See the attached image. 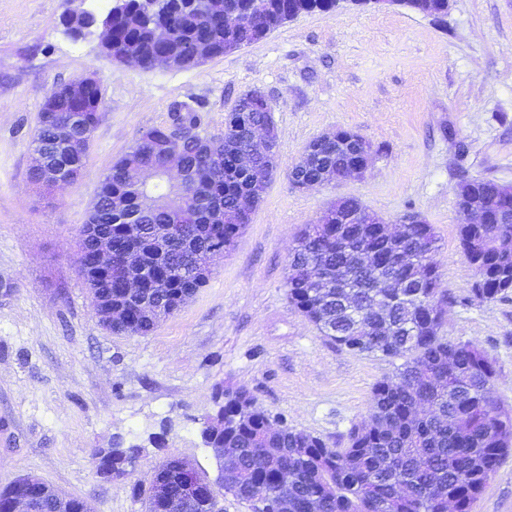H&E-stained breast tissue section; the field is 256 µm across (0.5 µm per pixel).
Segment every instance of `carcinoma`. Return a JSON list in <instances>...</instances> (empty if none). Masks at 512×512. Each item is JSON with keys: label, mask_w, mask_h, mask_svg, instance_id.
<instances>
[{"label": "carcinoma", "mask_w": 512, "mask_h": 512, "mask_svg": "<svg viewBox=\"0 0 512 512\" xmlns=\"http://www.w3.org/2000/svg\"><path fill=\"white\" fill-rule=\"evenodd\" d=\"M319 0H197L181 11L168 0H128L122 8H107L112 27V53L126 44L137 45L143 67L164 53L185 59L192 67V46L208 41L214 56L258 41L302 13ZM166 22L167 38L157 42L153 26ZM268 118L250 94L243 95L225 120L224 143L213 158L206 137L181 145V164L186 191L196 202V219L183 225L185 237L156 256L153 243L171 223L172 212L163 198L169 185L157 182L152 211L141 208L140 173L156 171L163 161L153 145L137 138L104 176L91 219L105 225L112 236L113 258L135 249L147 259V278L162 277L164 287L145 288L137 295L106 286L117 273H91V254L77 257L78 269L91 294L125 313L126 320L109 330L116 335L147 336L161 319L144 313L141 304L163 309L168 318L203 287L211 271L196 266L194 253L220 240L234 247L246 224L236 218L242 200L252 196V174L239 165L251 149V130ZM361 136L339 131L331 138H316L310 146L314 158L296 166L315 176L327 170L341 174L356 159L353 142ZM252 153V152H250ZM254 169L268 174L276 167L278 152L252 153ZM512 188L492 179H463L454 190L463 207L478 199L487 214L485 224H462L460 243L466 261L477 275L473 291L494 300L512 292ZM124 195L129 207L115 214L112 196ZM438 239L432 225L420 219L402 225L398 236L379 224H322L316 232L305 227L289 256L286 281L288 300L329 341L359 355L401 359L394 373L373 388L369 422L354 427L345 448H331L319 437L281 423L271 425L269 415L245 390L224 402V427L211 429L203 421L200 435L208 448H236L238 454L224 460V470L237 482L225 492L248 504L262 494L265 512H276L279 498L288 500V512H310L311 501L321 512H470L502 459L512 453V410L491 396L496 377L494 361L470 341L450 342L440 335L448 296L438 288V270L432 254ZM316 266L330 276V287L321 288L307 277ZM349 289L364 320L375 299L388 302L391 312L380 327H362L355 334L353 319L336 301V284ZM140 446L125 445L113 437L112 447L95 453L96 475L112 471V478L130 475ZM168 493L179 494L183 471L179 458L169 456L154 467ZM55 490L46 496L40 512H94L90 501L71 496L40 478L33 489ZM133 498L142 512H160L154 483H135Z\"/></svg>", "instance_id": "cac0c4a2"}]
</instances>
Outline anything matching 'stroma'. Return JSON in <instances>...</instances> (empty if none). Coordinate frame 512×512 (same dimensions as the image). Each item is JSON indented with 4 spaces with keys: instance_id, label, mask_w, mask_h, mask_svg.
I'll return each mask as SVG.
<instances>
[{
    "instance_id": "stroma-1",
    "label": "stroma",
    "mask_w": 512,
    "mask_h": 512,
    "mask_svg": "<svg viewBox=\"0 0 512 512\" xmlns=\"http://www.w3.org/2000/svg\"><path fill=\"white\" fill-rule=\"evenodd\" d=\"M108 4L0 0V486L35 476L95 512H141L130 486L164 456L216 475L200 429L219 385L246 389L271 420L345 446L396 363L338 349L285 286L296 235L342 197L395 229L409 213L433 225L452 299L442 333L494 359L492 396L512 408V296L474 295L454 195L464 178L512 187V0H449L439 17L344 0L199 66L153 69L111 61L97 35L67 34L66 9ZM93 73L102 102L83 174L39 187L28 171L44 98ZM253 90L272 109L279 167L250 223L180 311L149 335H113L76 263L103 175L180 106L200 115L203 133L223 136L226 115ZM337 130L371 145L366 172L294 187L305 147ZM159 433L162 448L151 441ZM116 436L145 452L131 477L103 481L92 455ZM471 512H512V456Z\"/></svg>"
}]
</instances>
